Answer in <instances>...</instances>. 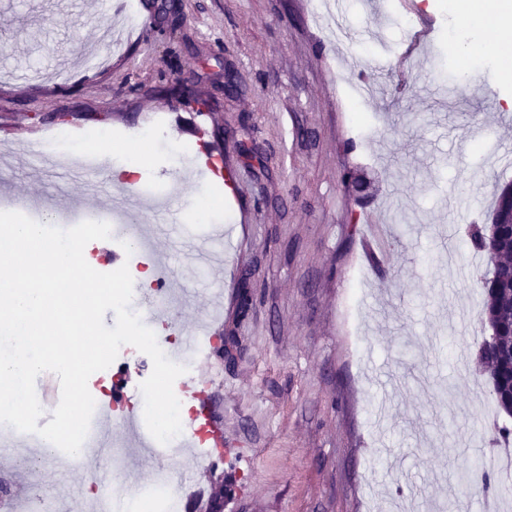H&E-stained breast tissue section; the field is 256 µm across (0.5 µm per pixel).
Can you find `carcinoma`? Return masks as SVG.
Instances as JSON below:
<instances>
[{
  "label": "carcinoma",
  "instance_id": "obj_1",
  "mask_svg": "<svg viewBox=\"0 0 512 512\" xmlns=\"http://www.w3.org/2000/svg\"><path fill=\"white\" fill-rule=\"evenodd\" d=\"M471 248L484 253L497 269L496 278L480 279L484 301L481 320L495 330L497 341L485 351L495 366L493 393L502 413L512 417V185L501 189L494 208L492 227H476L470 234ZM233 491V483L212 485L204 499L193 503L200 512H209L217 500Z\"/></svg>",
  "mask_w": 512,
  "mask_h": 512
}]
</instances>
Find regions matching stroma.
<instances>
[{
    "instance_id": "1",
    "label": "stroma",
    "mask_w": 512,
    "mask_h": 512,
    "mask_svg": "<svg viewBox=\"0 0 512 512\" xmlns=\"http://www.w3.org/2000/svg\"><path fill=\"white\" fill-rule=\"evenodd\" d=\"M438 17L436 36L414 55L402 88L351 67L365 49L398 46L400 10L369 0H329L312 18L308 0H135L141 26L121 31L123 53L93 71L76 66L101 45L105 10L66 0H0V199L43 224L72 212L105 218L120 153L90 170L99 196H75L65 179L19 161L23 139L51 131L139 137L161 119L158 142L137 192L165 197L145 214L153 253L93 242L100 272L155 265L164 255L174 283L167 329L203 336L235 331V364L216 353L190 374L209 383L224 421V453L185 467L164 463L190 498L206 494L210 472L234 475L240 512H378L383 498L415 490L420 512H482L471 445L493 450L499 411L486 376L462 379L456 358L474 361L488 334L479 318L478 279L487 256L468 246L472 223H490L502 186L512 183V81L484 62L463 74L448 50L457 30L452 0H418ZM370 73L382 92L352 106L348 91ZM231 165L238 191L194 176V157ZM350 171L374 183L346 184ZM404 214L406 224L395 223ZM233 224L234 247L211 237ZM215 260H195L197 245ZM251 293L240 316L242 290ZM112 465L61 458L41 437L0 439V480L11 512L32 497L73 512L98 486L114 507L139 512L157 485L156 462L126 464L120 430Z\"/></svg>"
}]
</instances>
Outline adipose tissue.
<instances>
[{"instance_id":"ef3b65f1","label":"adipose tissue","mask_w":512,"mask_h":512,"mask_svg":"<svg viewBox=\"0 0 512 512\" xmlns=\"http://www.w3.org/2000/svg\"><path fill=\"white\" fill-rule=\"evenodd\" d=\"M462 28L481 31L483 40L468 49L471 58H492L512 63V13L503 11L495 0H457Z\"/></svg>"}]
</instances>
